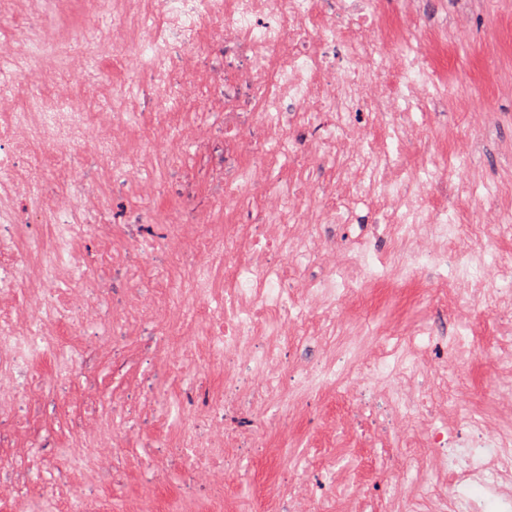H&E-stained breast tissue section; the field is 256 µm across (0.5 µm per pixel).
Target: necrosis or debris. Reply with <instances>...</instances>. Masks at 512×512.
<instances>
[{
  "mask_svg": "<svg viewBox=\"0 0 512 512\" xmlns=\"http://www.w3.org/2000/svg\"><path fill=\"white\" fill-rule=\"evenodd\" d=\"M75 1L81 21L60 30L47 0H0V378L14 381L0 389V474L16 475L12 499L112 512L103 485L126 472L122 415L164 402L179 418L162 435L220 494L265 409L285 416L354 386L385 397L400 445L403 422L434 400L435 468L512 512V394L498 385L512 381V328L481 393L505 424L477 412L460 429L447 389L415 380H447L436 348L471 358L468 324L450 339L406 330L358 372L365 328L336 318L381 288H420L455 312L512 291V263L469 240L478 227L512 234V209H448L449 178L483 200L502 186L474 179L432 121L447 106L485 114L512 84L481 57L467 87L449 81L455 42L432 0H57L60 12ZM103 55L110 68L96 66ZM92 157L111 181L91 184ZM340 224L380 226L383 243L337 244ZM306 342L327 350L299 360ZM157 358L181 381L220 371L221 386L163 396L130 377ZM37 400L60 408L43 454L15 441L23 420L40 434L27 419Z\"/></svg>",
  "mask_w": 512,
  "mask_h": 512,
  "instance_id": "obj_1",
  "label": "necrosis or debris"
}]
</instances>
